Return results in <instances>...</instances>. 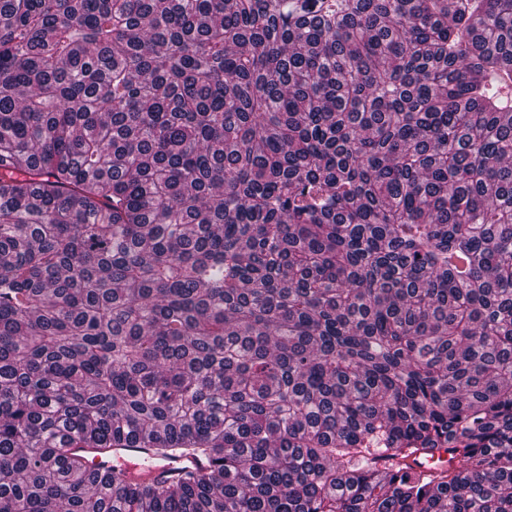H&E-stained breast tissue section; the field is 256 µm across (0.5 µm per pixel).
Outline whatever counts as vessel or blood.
Segmentation results:
<instances>
[{
	"mask_svg": "<svg viewBox=\"0 0 512 512\" xmlns=\"http://www.w3.org/2000/svg\"><path fill=\"white\" fill-rule=\"evenodd\" d=\"M87 469L104 471L113 468L127 470L129 473H141L144 476L170 478L180 473L183 466L202 467V460L188 456L173 462L160 461L150 448H81L77 451Z\"/></svg>",
	"mask_w": 512,
	"mask_h": 512,
	"instance_id": "1",
	"label": "vessel or blood"
}]
</instances>
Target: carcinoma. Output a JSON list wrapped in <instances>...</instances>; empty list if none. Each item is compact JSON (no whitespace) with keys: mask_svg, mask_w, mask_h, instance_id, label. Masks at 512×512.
I'll return each instance as SVG.
<instances>
[{"mask_svg":"<svg viewBox=\"0 0 512 512\" xmlns=\"http://www.w3.org/2000/svg\"><path fill=\"white\" fill-rule=\"evenodd\" d=\"M509 85L512 0H0V512H512ZM71 450L83 459L90 471L120 468L131 474L141 472V474L151 479L174 477L181 470L189 469L190 466L194 468L206 467L203 460L196 459L193 456L180 458L175 462L160 461L153 448L112 447L71 448Z\"/></svg>","mask_w":512,"mask_h":512,"instance_id":"carcinoma-1","label":"carcinoma"}]
</instances>
